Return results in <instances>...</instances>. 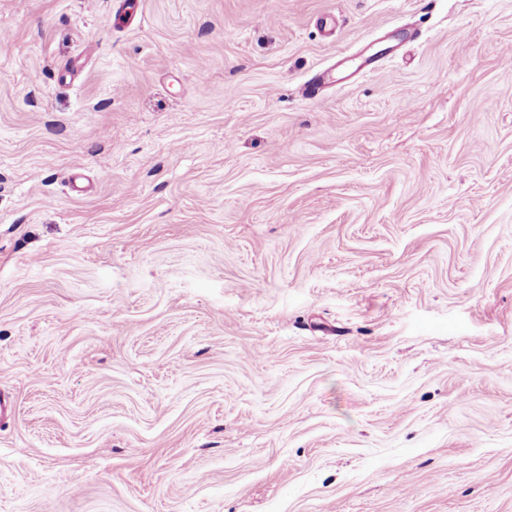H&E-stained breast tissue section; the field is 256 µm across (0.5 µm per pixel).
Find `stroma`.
<instances>
[{"mask_svg":"<svg viewBox=\"0 0 512 512\" xmlns=\"http://www.w3.org/2000/svg\"><path fill=\"white\" fill-rule=\"evenodd\" d=\"M116 3L0 0V512H512V0ZM331 68L320 70L312 75L302 87V95L308 99L320 97L324 91L333 87L336 81L330 77Z\"/></svg>","mask_w":512,"mask_h":512,"instance_id":"obj_1","label":"stroma"}]
</instances>
